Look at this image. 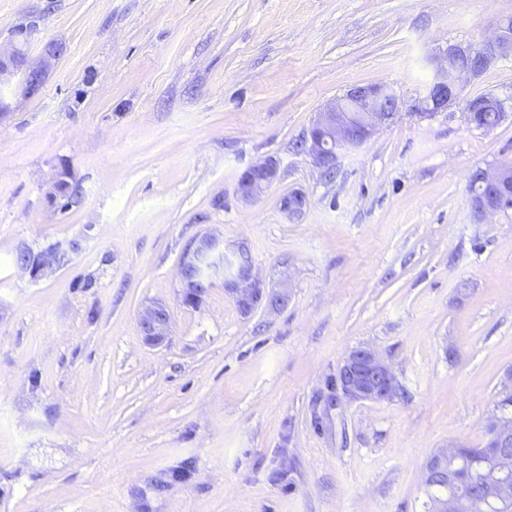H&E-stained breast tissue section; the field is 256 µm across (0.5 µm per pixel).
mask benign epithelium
Here are the masks:
<instances>
[{
  "instance_id": "obj_1",
  "label": "benign epithelium",
  "mask_w": 512,
  "mask_h": 512,
  "mask_svg": "<svg viewBox=\"0 0 512 512\" xmlns=\"http://www.w3.org/2000/svg\"><path fill=\"white\" fill-rule=\"evenodd\" d=\"M64 51L61 44L53 45L46 57L36 64L27 61L22 47L14 43L7 51L0 49V109L3 91L13 83L25 93H36L43 84L52 61ZM512 58V20L479 45L453 44L433 59V76L423 92L411 104H406L384 84L356 85L325 105L300 142V150L318 168L336 166L342 150L368 142L381 128L392 124L406 110L421 118H431L459 102L464 80L477 77L496 61ZM507 100L492 95L488 98L464 100L468 122L475 128L490 130L485 112L493 110L505 117ZM278 164L273 160L249 166L239 177L236 195L244 203L257 200L277 181ZM476 215L494 217L512 205V168L501 166L479 172L470 196ZM308 199L301 192H292L282 200V209L291 215L301 213ZM183 300L194 305L216 281H224L225 291L240 313L247 317L260 308L276 310L287 300L284 291H274L253 273L244 260L243 252L232 260L224 252V244L214 236H204L191 246L179 268ZM171 312L161 302L147 305L139 314L141 337L148 345L161 344L168 332ZM336 392L351 401L390 402L397 394L396 378L390 366L373 350L359 347L344 359L336 374ZM487 447L494 449L482 461L467 463L479 472L480 495L470 485L459 481L461 467L459 447L450 446L434 454L423 469V484L438 490L431 496L433 512H475L479 506L495 503L505 506L512 502V413L502 409L487 427Z\"/></svg>"
}]
</instances>
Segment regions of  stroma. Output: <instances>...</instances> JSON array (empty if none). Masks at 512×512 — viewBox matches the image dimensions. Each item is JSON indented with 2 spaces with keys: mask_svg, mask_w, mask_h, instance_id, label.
I'll use <instances>...</instances> for the list:
<instances>
[{
  "mask_svg": "<svg viewBox=\"0 0 512 512\" xmlns=\"http://www.w3.org/2000/svg\"><path fill=\"white\" fill-rule=\"evenodd\" d=\"M29 17L31 60L64 51L1 98L0 512H429L426 461L483 445L512 384V215L479 219L468 191L512 162V114L401 115L331 178L297 145L351 86L416 97L512 0H0V44ZM488 93L512 96V58L462 91ZM268 159L278 180L240 202ZM209 233L287 305L242 316L220 281L185 305ZM48 250L39 275L16 263ZM358 347L393 401L335 398ZM278 177L279 168L275 161L253 164L240 175L236 195L242 202L251 203L264 194ZM171 312L168 306L161 302H152L139 314L138 324L141 337L148 345L161 344L168 332Z\"/></svg>",
  "mask_w": 512,
  "mask_h": 512,
  "instance_id": "35a3bbf8",
  "label": "stroma"
}]
</instances>
